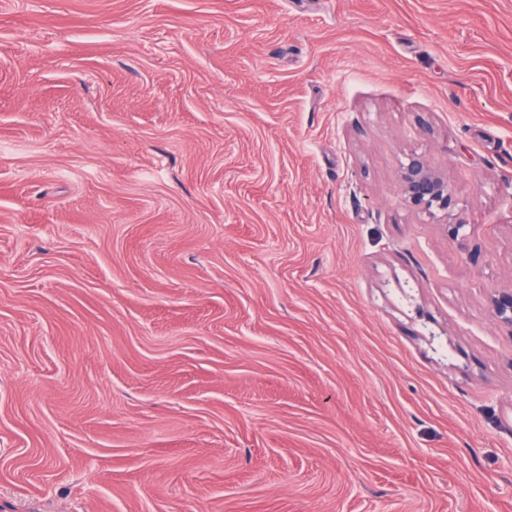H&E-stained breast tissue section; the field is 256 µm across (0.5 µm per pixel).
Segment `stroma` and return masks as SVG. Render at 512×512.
Wrapping results in <instances>:
<instances>
[{
    "instance_id": "35a3bbf8",
    "label": "stroma",
    "mask_w": 512,
    "mask_h": 512,
    "mask_svg": "<svg viewBox=\"0 0 512 512\" xmlns=\"http://www.w3.org/2000/svg\"><path fill=\"white\" fill-rule=\"evenodd\" d=\"M502 288L512 0H0V512H512ZM398 181L403 205L441 224L449 243L472 260L465 233L468 224L458 217L459 204L448 186L447 177L431 167L426 155L411 152L400 167ZM489 309L497 322L512 329V288L495 291L490 298Z\"/></svg>"
}]
</instances>
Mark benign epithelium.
Instances as JSON below:
<instances>
[{
	"label": "benign epithelium",
	"instance_id": "obj_1",
	"mask_svg": "<svg viewBox=\"0 0 512 512\" xmlns=\"http://www.w3.org/2000/svg\"><path fill=\"white\" fill-rule=\"evenodd\" d=\"M398 181L403 205L442 225L448 242L467 258H472L466 224L459 219L458 201L448 186L447 177L431 167L426 155L409 153L400 167ZM489 309L497 322L512 329V288L495 291Z\"/></svg>",
	"mask_w": 512,
	"mask_h": 512
}]
</instances>
